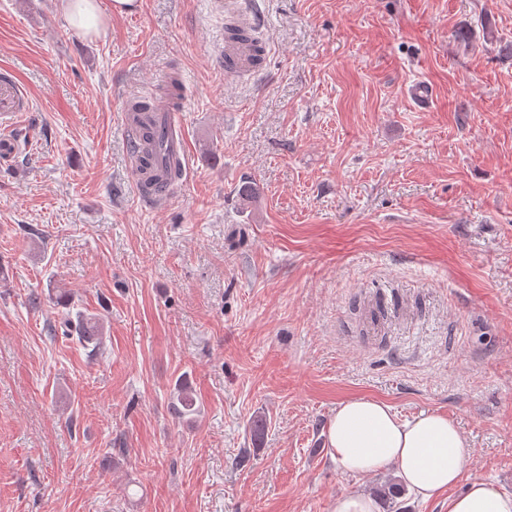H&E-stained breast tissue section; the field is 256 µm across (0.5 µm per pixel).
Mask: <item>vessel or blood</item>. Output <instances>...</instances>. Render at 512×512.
I'll return each mask as SVG.
<instances>
[{"mask_svg": "<svg viewBox=\"0 0 512 512\" xmlns=\"http://www.w3.org/2000/svg\"><path fill=\"white\" fill-rule=\"evenodd\" d=\"M225 24L242 31V38L225 37L224 47L219 54L224 68L230 76H251L262 70L263 62L258 61L248 34L261 31L263 22L252 0H227ZM140 98L134 97L124 104L123 129L126 134L130 155L134 159L132 169L141 201L150 208L170 204L176 196L175 185L166 183L159 176L162 159L153 153L149 143L140 139L142 133L165 132L166 160L188 167L189 158L181 131L178 111L164 112L159 116L139 113Z\"/></svg>", "mask_w": 512, "mask_h": 512, "instance_id": "b4317fda", "label": "vessel or blood"}]
</instances>
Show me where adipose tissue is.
Segmentation results:
<instances>
[{
  "instance_id": "obj_1",
  "label": "adipose tissue",
  "mask_w": 512,
  "mask_h": 512,
  "mask_svg": "<svg viewBox=\"0 0 512 512\" xmlns=\"http://www.w3.org/2000/svg\"><path fill=\"white\" fill-rule=\"evenodd\" d=\"M327 443L341 471L365 474L396 467L402 486L422 500L447 495L448 512H512V494L478 478L453 494L473 450L444 415L401 421L385 402L352 398L338 405Z\"/></svg>"
}]
</instances>
